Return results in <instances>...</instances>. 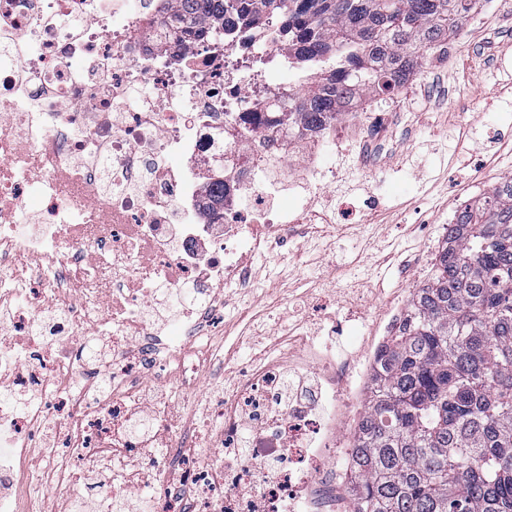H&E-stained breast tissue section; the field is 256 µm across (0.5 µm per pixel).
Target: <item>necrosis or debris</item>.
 Instances as JSON below:
<instances>
[{"label":"necrosis or debris","mask_w":512,"mask_h":512,"mask_svg":"<svg viewBox=\"0 0 512 512\" xmlns=\"http://www.w3.org/2000/svg\"><path fill=\"white\" fill-rule=\"evenodd\" d=\"M175 5L0 0V512H61L89 483L84 512H139L146 488L153 512H349L340 412L376 347L273 339L211 402L206 440L188 397L225 290L255 287L250 255L359 215L329 206L353 178L342 126L383 144L414 86L275 138L278 102L310 81L287 42L184 38Z\"/></svg>","instance_id":"1"}]
</instances>
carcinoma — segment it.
<instances>
[{
  "label": "carcinoma",
  "mask_w": 512,
  "mask_h": 512,
  "mask_svg": "<svg viewBox=\"0 0 512 512\" xmlns=\"http://www.w3.org/2000/svg\"><path fill=\"white\" fill-rule=\"evenodd\" d=\"M478 0H178L182 24L224 13L324 70L282 102L276 135L388 94ZM349 471L351 512H512V175L466 205L375 362Z\"/></svg>",
  "instance_id": "1"
}]
</instances>
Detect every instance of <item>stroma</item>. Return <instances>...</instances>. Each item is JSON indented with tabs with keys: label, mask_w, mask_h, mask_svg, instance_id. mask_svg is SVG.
<instances>
[{
	"label": "stroma",
	"mask_w": 512,
	"mask_h": 512,
	"mask_svg": "<svg viewBox=\"0 0 512 512\" xmlns=\"http://www.w3.org/2000/svg\"><path fill=\"white\" fill-rule=\"evenodd\" d=\"M461 32V51L443 71L418 74L420 92L394 115L377 162L351 157L355 197L379 195V207L366 210L363 223L289 240L282 257L254 256L258 288L248 296L228 289L224 347L237 358L252 357L286 323H304L317 346L374 340L390 303H407L416 283L406 271L449 213L512 172V0H492ZM357 288L369 298L359 317L346 306ZM246 305L255 320H240Z\"/></svg>",
	"instance_id": "obj_1"
}]
</instances>
